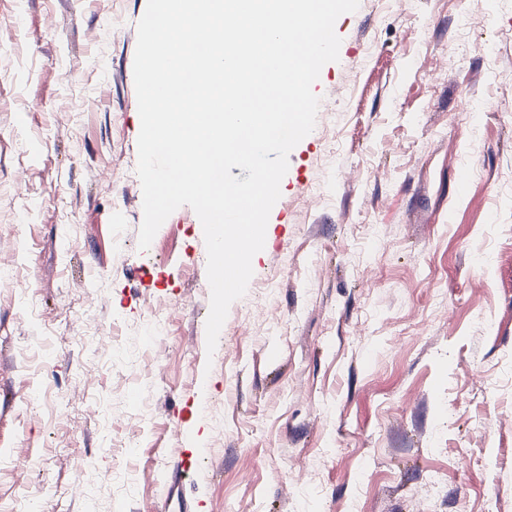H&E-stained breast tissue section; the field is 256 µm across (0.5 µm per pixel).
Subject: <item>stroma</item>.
<instances>
[{"label":"stroma","instance_id":"1","mask_svg":"<svg viewBox=\"0 0 512 512\" xmlns=\"http://www.w3.org/2000/svg\"><path fill=\"white\" fill-rule=\"evenodd\" d=\"M146 6L0 0V512H512V0L338 18L212 353L194 210L139 247Z\"/></svg>","mask_w":512,"mask_h":512}]
</instances>
